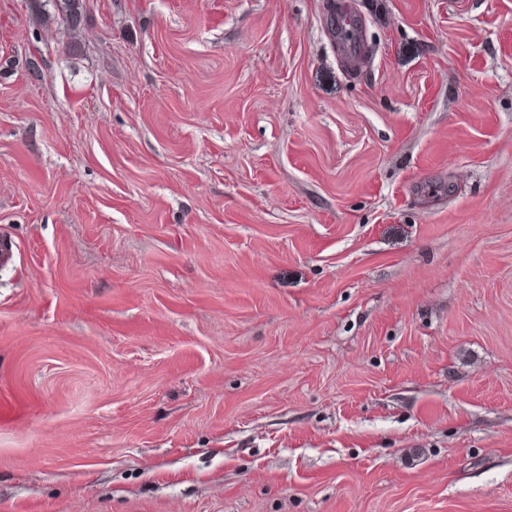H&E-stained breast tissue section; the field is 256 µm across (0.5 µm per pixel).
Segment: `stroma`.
Listing matches in <instances>:
<instances>
[{
  "mask_svg": "<svg viewBox=\"0 0 512 512\" xmlns=\"http://www.w3.org/2000/svg\"><path fill=\"white\" fill-rule=\"evenodd\" d=\"M2 237L0 512H512V0H0ZM33 4L35 15L49 16L46 6L51 5L54 16L57 14L72 29L81 28L83 15L86 10V0H30Z\"/></svg>",
  "mask_w": 512,
  "mask_h": 512,
  "instance_id": "35a3bbf8",
  "label": "stroma"
}]
</instances>
